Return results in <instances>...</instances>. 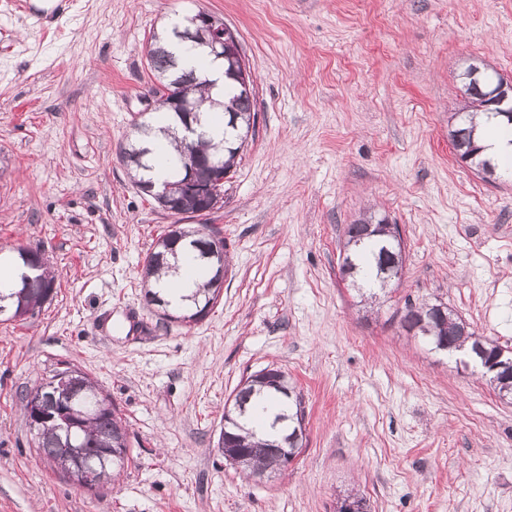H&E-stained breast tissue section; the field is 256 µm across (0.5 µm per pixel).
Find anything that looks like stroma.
Instances as JSON below:
<instances>
[{"mask_svg": "<svg viewBox=\"0 0 512 512\" xmlns=\"http://www.w3.org/2000/svg\"><path fill=\"white\" fill-rule=\"evenodd\" d=\"M54 2L0 0V246L41 250L56 277L40 310L0 320V512H336L352 487L369 512H512V398L401 324L441 301L512 351V177L483 181L448 140L470 62L512 79V0ZM201 10L237 34L257 132L202 218L228 244L221 296L166 325L141 272L173 219L119 147L153 98L151 31ZM368 208L405 241L369 313L339 259ZM66 363L128 423L123 471L93 492L43 460L22 410ZM268 366L307 436L249 477L217 442Z\"/></svg>", "mask_w": 512, "mask_h": 512, "instance_id": "stroma-1", "label": "stroma"}]
</instances>
